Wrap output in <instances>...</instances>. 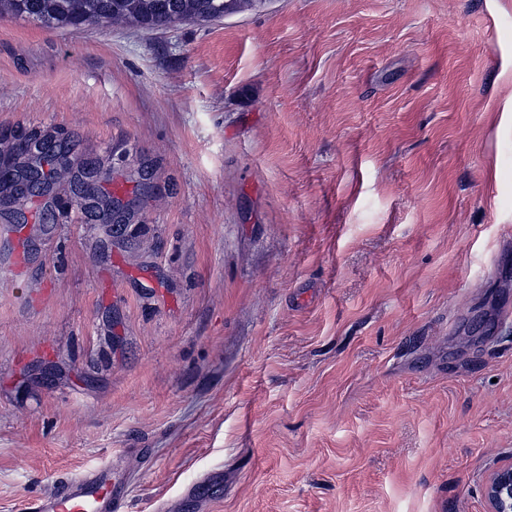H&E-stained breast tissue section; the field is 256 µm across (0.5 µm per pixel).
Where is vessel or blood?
Segmentation results:
<instances>
[{"mask_svg":"<svg viewBox=\"0 0 512 512\" xmlns=\"http://www.w3.org/2000/svg\"><path fill=\"white\" fill-rule=\"evenodd\" d=\"M123 482L105 466L60 481L54 494L31 502L29 512H122Z\"/></svg>","mask_w":512,"mask_h":512,"instance_id":"1","label":"vessel or blood"}]
</instances>
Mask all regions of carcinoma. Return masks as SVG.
Wrapping results in <instances>:
<instances>
[{
	"instance_id": "cac0c4a2",
	"label": "carcinoma",
	"mask_w": 512,
	"mask_h": 512,
	"mask_svg": "<svg viewBox=\"0 0 512 512\" xmlns=\"http://www.w3.org/2000/svg\"><path fill=\"white\" fill-rule=\"evenodd\" d=\"M266 3L267 0H0V16L75 31L88 20L101 26L120 20L141 29L163 30L185 22L221 21Z\"/></svg>"
}]
</instances>
